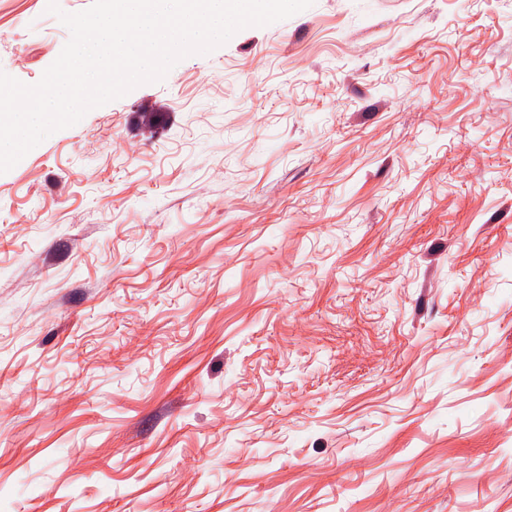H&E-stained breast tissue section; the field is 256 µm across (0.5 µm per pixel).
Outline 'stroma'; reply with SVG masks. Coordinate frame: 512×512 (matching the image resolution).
Wrapping results in <instances>:
<instances>
[{"label":"stroma","mask_w":512,"mask_h":512,"mask_svg":"<svg viewBox=\"0 0 512 512\" xmlns=\"http://www.w3.org/2000/svg\"><path fill=\"white\" fill-rule=\"evenodd\" d=\"M0 512H512V0H314L0 174Z\"/></svg>","instance_id":"obj_1"}]
</instances>
